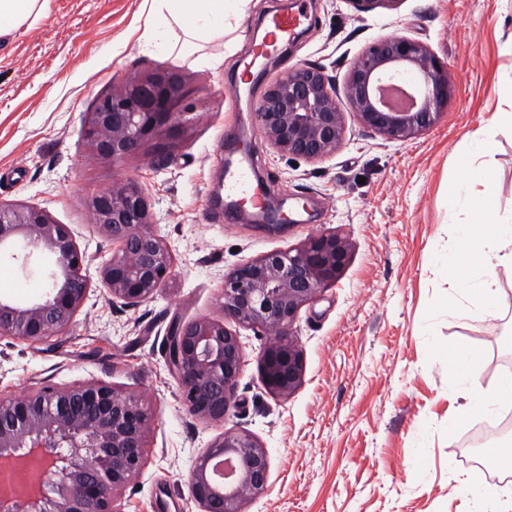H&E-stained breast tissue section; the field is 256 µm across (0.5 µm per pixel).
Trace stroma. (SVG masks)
<instances>
[{"mask_svg": "<svg viewBox=\"0 0 512 512\" xmlns=\"http://www.w3.org/2000/svg\"><path fill=\"white\" fill-rule=\"evenodd\" d=\"M152 0H50L29 31L0 45V200L35 205L70 225L95 263L93 283L62 335L33 344L0 337V393L101 380L138 394L152 416L146 464L118 495L119 512H201L187 484L195 459L225 432H248L270 460L267 492L243 512H497L512 501V474L477 467L467 440L491 414L467 413L469 384L449 372L455 347L478 348L480 384L493 392L512 373V270H498L494 316L449 310L462 299L441 263L471 216L452 188L474 136L512 113V0H402L360 12L348 0H250L227 11L224 35L177 56L146 45ZM304 9L309 30L290 39L265 72H252L263 26L276 10ZM426 44L448 67L455 92L440 120L389 141L348 118L336 154L319 162L276 153L250 113L267 86L295 67H325L337 83L376 40ZM165 69L188 93L179 114L142 152L117 162L87 146L83 119L120 78ZM257 145L255 163L283 200L285 224L229 222L224 129ZM490 161L501 217L512 215V126L496 131ZM134 180L171 246L173 277L130 308L97 283L113 244L87 201ZM347 236L336 281L301 308L290 337L303 352L301 384L286 396L265 387V336L241 329L246 365L223 422L187 410L165 364L173 322L221 318L224 277L239 263L301 247L317 234ZM46 286L40 266L0 261V295L26 301Z\"/></svg>", "mask_w": 512, "mask_h": 512, "instance_id": "1", "label": "stroma"}]
</instances>
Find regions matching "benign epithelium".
I'll list each match as a JSON object with an SVG mask.
<instances>
[{
    "instance_id": "1",
    "label": "benign epithelium",
    "mask_w": 512,
    "mask_h": 512,
    "mask_svg": "<svg viewBox=\"0 0 512 512\" xmlns=\"http://www.w3.org/2000/svg\"><path fill=\"white\" fill-rule=\"evenodd\" d=\"M361 12L395 9L401 0H348ZM453 94L448 67L421 41L391 35L370 45L350 69L345 98L361 126L390 141H406L434 126ZM180 74L158 70L126 78L97 98L85 138L101 159L140 152L177 112ZM255 125L279 153L322 161L344 140L346 112L324 67L304 64L270 84L253 110ZM93 222L116 244L99 268L107 293L136 307L172 278L175 256L155 229L141 187L123 181L91 198ZM348 239L310 238L303 246L237 265L224 277L223 317L173 323L166 364L192 414L221 422L246 363L239 326L268 331L261 373L275 395L301 383L303 354L289 339L300 309L344 268ZM25 270L45 259L47 288L20 304L0 295V336L36 344L75 322L90 289L89 257L67 224L37 207L0 201V257ZM151 417L142 400L112 384L46 385L23 396L0 394V512H118L117 491L138 476ZM268 455L247 432L225 433L197 458L191 495L202 512H243L265 493Z\"/></svg>"
}]
</instances>
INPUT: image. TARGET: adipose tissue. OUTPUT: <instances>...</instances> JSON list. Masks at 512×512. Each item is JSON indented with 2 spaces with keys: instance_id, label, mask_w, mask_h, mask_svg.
Returning a JSON list of instances; mask_svg holds the SVG:
<instances>
[{
  "instance_id": "ef3b65f1",
  "label": "adipose tissue",
  "mask_w": 512,
  "mask_h": 512,
  "mask_svg": "<svg viewBox=\"0 0 512 512\" xmlns=\"http://www.w3.org/2000/svg\"><path fill=\"white\" fill-rule=\"evenodd\" d=\"M49 0H0V38L10 37L22 27L33 26L48 9ZM225 0H156V15L164 30L168 53L194 50L199 34L218 37L224 33ZM497 143L489 133L478 136L474 152L461 161L467 181L482 183V196L468 198L470 222L460 225L457 239L448 246L444 265L452 272L457 287L469 296V304L456 305L460 316L473 308L491 309L497 292L496 269L512 266V221L498 217L493 191V172L477 164L480 156H490ZM482 354L475 349L451 350L450 370L465 374L470 382L469 411L488 412L512 406V373L501 375L492 394L479 384Z\"/></svg>"
}]
</instances>
